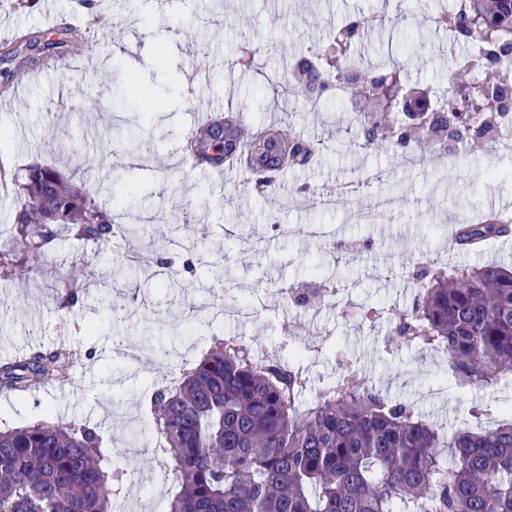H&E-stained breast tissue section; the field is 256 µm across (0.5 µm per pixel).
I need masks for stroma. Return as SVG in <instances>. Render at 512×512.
<instances>
[{
	"label": "stroma",
	"instance_id": "1",
	"mask_svg": "<svg viewBox=\"0 0 512 512\" xmlns=\"http://www.w3.org/2000/svg\"><path fill=\"white\" fill-rule=\"evenodd\" d=\"M454 0H137L133 14H87L93 69L47 70L36 66L23 93L0 104V127L11 138L0 147L7 164L20 171L34 161L71 173L70 155L103 160L99 175L114 187L126 179L137 186L136 213L149 215L145 239L173 262L194 258L201 276L193 289L173 280H141L110 273L128 247L127 222L119 220L107 255L83 251L60 240L47 263L67 267L83 292L80 311L63 316L50 288V274L0 280V361L45 346L71 349L82 364L34 395L17 399L0 393V423L21 426L52 414L100 425L112 440V454L127 470L120 498L127 512H168L172 481L155 455L158 436L147 408L154 384L174 381L179 363L207 350L213 339L239 336L258 353L279 359L308 378L304 404L336 376L334 352H299L315 342L317 326L331 331L339 349L351 353L377 389L411 403L430 422L452 432L488 430L495 418H476L475 406L512 404V381L486 389L457 386L442 354L404 348L384 350L387 321L346 317L343 306L382 305L401 309L415 290L408 278L417 254L439 252L447 268L475 263L512 264V234L487 241L481 252L457 247L449 225L480 222L491 198L512 221V149L495 155L455 146L453 158H418L380 148L367 153L355 142L353 115L336 99L310 107L289 99L275 108L268 80L285 71L304 46L326 41L336 26L356 15L381 12L392 22L388 35L371 33L359 48L363 64L390 55L403 69L412 94L441 91L458 76L464 44L449 45L447 31L429 25L438 9ZM76 0H0V43L17 29L56 30ZM260 50V68L241 73L230 62L243 40ZM136 55L140 71L125 58ZM213 64L203 98L193 97L189 77L198 61ZM136 82L156 102L149 125L128 84ZM248 110L251 123L273 125L320 143L313 162L285 171L277 182L282 223L297 234L278 238L270 227L266 200L244 189L235 172L223 178L186 171L174 160L175 144L195 123L204 100ZM106 107L98 117V107ZM141 127L136 154L127 151L128 129ZM357 180L368 187L337 197L336 187ZM309 194H299V186ZM388 199L400 216L396 224H363L358 213ZM333 226L337 237L370 242L367 250L335 254L307 227ZM334 283L336 298L304 312L287 329L293 307L271 303L276 286L297 282ZM250 304V317L230 315L235 300Z\"/></svg>",
	"mask_w": 512,
	"mask_h": 512
}]
</instances>
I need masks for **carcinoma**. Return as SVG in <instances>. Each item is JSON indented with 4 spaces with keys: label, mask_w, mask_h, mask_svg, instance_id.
I'll use <instances>...</instances> for the list:
<instances>
[{
    "label": "carcinoma",
    "mask_w": 512,
    "mask_h": 512,
    "mask_svg": "<svg viewBox=\"0 0 512 512\" xmlns=\"http://www.w3.org/2000/svg\"><path fill=\"white\" fill-rule=\"evenodd\" d=\"M367 16L348 19L313 54L295 58L271 84L274 101L288 103L298 90L316 107L327 98L347 100L356 115V140L365 152L445 156L448 142L484 149L512 106V84L498 61L512 55V0H464L461 7L433 15L436 29L452 27L463 40L478 42L483 56L467 71L469 80L439 96L431 111L406 87L392 61L364 68L354 62ZM68 27L33 31L4 56L18 57L53 35L68 47ZM258 49L239 47L234 68L258 69ZM194 148L198 160L220 167L245 158L247 188L267 199L278 174L309 164L318 144L274 127L255 128L230 110ZM14 224L0 245V279L38 274L50 250L70 236L100 254L109 246L116 217L98 195L55 168L27 167ZM508 227L489 215L458 228L455 242L469 244L505 235ZM129 256L160 266L185 282L196 276L186 261L179 268L143 249L131 237ZM416 288L405 309L368 305L358 314L388 319L386 352L438 349L461 387H492L512 379V269L481 266L436 268L412 275ZM57 308L72 314L80 304L72 274L53 275ZM64 348L34 350L0 365V391L34 392L67 376ZM308 379L278 359L259 360L239 336L216 337L199 359L180 367L177 380L150 393V409L175 485L168 512H512V413L491 431L442 430L410 403L375 387L356 359L340 355L336 377L321 384L313 404L302 405ZM126 469L112 457L97 426L76 421L34 422L0 427V512H112Z\"/></svg>",
    "instance_id": "carcinoma-1"
}]
</instances>
